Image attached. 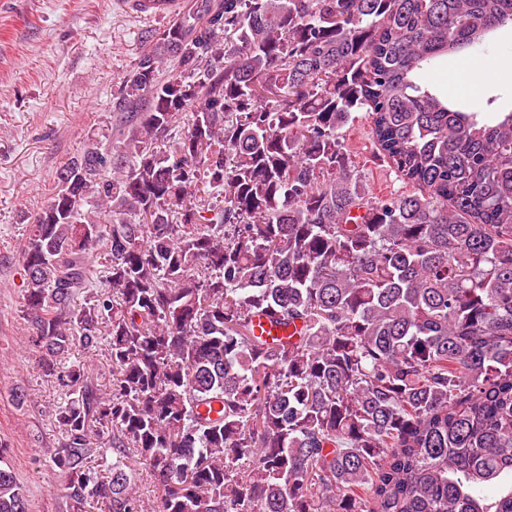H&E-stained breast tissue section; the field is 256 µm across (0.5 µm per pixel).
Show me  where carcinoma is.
<instances>
[{"label": "carcinoma", "instance_id": "cac0c4a2", "mask_svg": "<svg viewBox=\"0 0 512 512\" xmlns=\"http://www.w3.org/2000/svg\"><path fill=\"white\" fill-rule=\"evenodd\" d=\"M504 27L512 0H192L144 34L119 140L22 256L71 512H147L129 448L153 512H512V111L422 83ZM360 111L404 190L367 189ZM102 341L109 393L65 365ZM0 512H29L1 448Z\"/></svg>", "mask_w": 512, "mask_h": 512}]
</instances>
